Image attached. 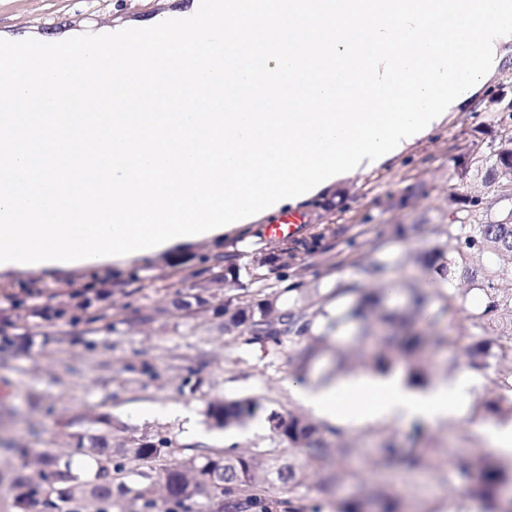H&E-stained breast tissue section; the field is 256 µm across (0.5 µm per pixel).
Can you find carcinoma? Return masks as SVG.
Returning <instances> with one entry per match:
<instances>
[{"label": "carcinoma", "mask_w": 512, "mask_h": 512, "mask_svg": "<svg viewBox=\"0 0 512 512\" xmlns=\"http://www.w3.org/2000/svg\"><path fill=\"white\" fill-rule=\"evenodd\" d=\"M498 154L477 167L483 179L495 181L499 165L512 161V134L500 136ZM464 221L448 225V238L456 241V251L469 284L486 296L484 306L467 309V296L454 288L437 291V314L446 315L448 326L418 333L407 329L408 318L395 311H382L383 290L365 293L355 283L337 286L338 297L353 296L349 306L336 310V316L323 313L327 323L313 334L315 323L303 308H284L282 292L271 291L260 300L227 301L224 321L240 329L248 343L272 348L302 336L327 338L332 329L350 323L360 325V338H374L376 348L369 356L370 368L384 373L398 359L407 365L409 383H429L428 352L461 348L470 370L483 375L492 397L477 408L487 416L512 418V287L502 286L498 262L512 261V221L479 222L482 203L473 198L460 200ZM473 254L487 262L470 265ZM295 258L282 248L258 259V266L286 268ZM224 275L217 282L237 281L241 268L234 257L223 258ZM466 312L467 332L454 328L453 316ZM264 407L250 397L215 401L207 408V419L217 429L243 426ZM282 442L288 444V457L267 459L260 451L227 455L208 451L180 465L165 464L170 453L164 439L138 440L125 448L112 447V421L102 415L91 421L93 432L74 433L76 448L93 461L89 472L81 474L59 449L34 461L36 475L17 473L13 479L17 512H112L126 497L137 503L139 512H196L205 500L206 512H323L312 498L296 496V488L314 479L337 484L357 478L348 467L351 449L329 447L326 433L342 435L339 428L316 424L304 415L283 417L272 410L266 416ZM431 448H382L377 459L381 474L412 472L430 465ZM464 472L474 474L466 497L479 506V512H512V461L479 451L463 463ZM140 478L136 487L127 483L129 474ZM398 499L391 487L376 484L368 498H347L336 502L335 512H399Z\"/></svg>", "instance_id": "carcinoma-1"}]
</instances>
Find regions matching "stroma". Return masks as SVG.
I'll return each mask as SVG.
<instances>
[{"label": "stroma", "instance_id": "35a3bbf8", "mask_svg": "<svg viewBox=\"0 0 512 512\" xmlns=\"http://www.w3.org/2000/svg\"><path fill=\"white\" fill-rule=\"evenodd\" d=\"M195 10L196 0H0V38L59 42L86 32L113 33L186 18ZM502 51L490 92L477 95L471 107L453 113L437 132L388 165L300 204L307 221L290 242L295 260L288 268L266 270L265 277L278 290L291 285L289 299L315 314L316 325H324L325 314L335 313L333 291L340 284L355 282L370 289L395 282L398 291L387 306L407 312L412 309V284L429 280L442 289L466 287L453 265L455 243L445 234L453 218L449 198L481 196L491 219L503 205L481 176L458 179L454 164L474 142H497L512 127L511 114L488 107L490 96L512 92V43ZM396 224L407 227V234L376 244V232ZM264 225L259 219L222 238L159 252L122 268L0 275V334L9 338L0 345V445L6 448L0 455V512H15L12 481L24 458L38 456L44 448H66L72 460H80L70 435L100 415L111 417L115 443L167 439L171 466L206 450L281 451L283 444L272 429L211 427L208 404L255 397L266 409L284 415L301 412L289 382L342 378L336 353L354 345L353 326L319 344L302 338V345L316 349L314 360L302 368L293 347L263 354L259 346L244 344L238 329L219 314L224 300L254 296L256 286L248 276L229 288L214 286L209 303L192 315L170 313L173 301L213 276L211 258L231 254L249 268L258 253L276 248V240L265 237ZM434 250L449 266L445 276L423 265L424 255ZM430 377L467 380L461 416L424 426L418 436L412 425L398 422L371 421L343 429L347 445L356 450L353 464L363 474L382 439L401 448L417 442L437 449L423 471L388 477L402 512H458L466 484L457 466L488 448L482 420L473 414L474 404L486 394L487 379L467 369L455 349L431 355ZM157 404L192 407L203 440L187 435L178 423L138 418V410Z\"/></svg>", "mask_w": 512, "mask_h": 512}]
</instances>
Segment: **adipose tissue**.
Segmentation results:
<instances>
[{"label": "adipose tissue", "mask_w": 512, "mask_h": 512, "mask_svg": "<svg viewBox=\"0 0 512 512\" xmlns=\"http://www.w3.org/2000/svg\"><path fill=\"white\" fill-rule=\"evenodd\" d=\"M290 390L317 418L355 426L376 420L437 424L457 415L466 397L462 382L414 388L396 374H364L318 386L295 383Z\"/></svg>", "instance_id": "1"}]
</instances>
